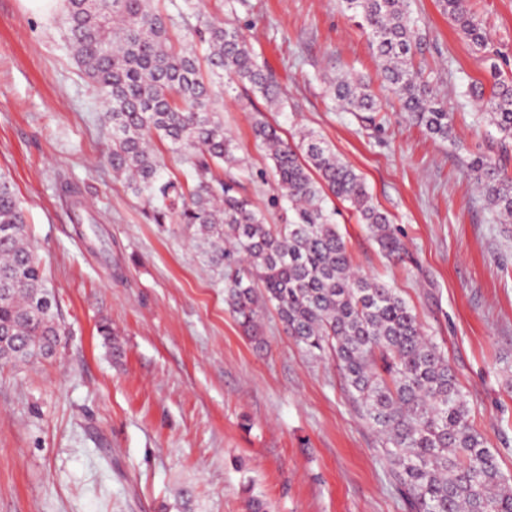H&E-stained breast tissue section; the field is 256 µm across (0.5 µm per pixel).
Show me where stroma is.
<instances>
[{
  "label": "stroma",
  "mask_w": 512,
  "mask_h": 512,
  "mask_svg": "<svg viewBox=\"0 0 512 512\" xmlns=\"http://www.w3.org/2000/svg\"><path fill=\"white\" fill-rule=\"evenodd\" d=\"M499 64L512 71V0H478ZM241 29L283 89L267 113L284 138L319 133L366 180L407 253L384 257L343 211L353 265L397 288L444 347L475 428L512 475V224L500 223L467 169L497 154L465 91L485 63L443 17L414 0L417 55L455 114L457 144L402 118L366 35L336 0H203ZM370 79L387 123L338 111L322 76ZM242 89L218 109L238 145L242 194L270 204L271 162L256 145ZM102 104L75 64L59 12L0 0V172L12 179L67 334L54 358L0 365V512H407L379 438L329 358L305 356L275 313L256 353L224 304V279L184 224H156L112 175ZM90 220L76 223L65 186ZM110 323L124 354L98 332Z\"/></svg>",
  "instance_id": "obj_1"
}]
</instances>
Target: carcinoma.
I'll return each mask as SVG.
<instances>
[{
  "label": "carcinoma",
  "instance_id": "1",
  "mask_svg": "<svg viewBox=\"0 0 512 512\" xmlns=\"http://www.w3.org/2000/svg\"><path fill=\"white\" fill-rule=\"evenodd\" d=\"M66 40L76 64L101 98L112 173L151 208L157 224L195 228L200 251L224 275L225 303L242 333L261 350L262 320L273 307L284 332L313 358L331 355L361 415L381 436V453L409 512H512V478L471 425L468 395L448 356L418 314L388 283L354 269L337 217L327 202L348 204L388 258L404 243L368 186L324 138L300 133L290 143L256 113L252 135L272 162L285 223L272 226L215 169L242 164L225 132L218 98L224 86L282 106L278 81L256 59L239 28L203 14L199 0H64ZM412 0H339L367 36L386 90L405 118L440 139L455 138L448 102L429 87L415 60L418 34ZM443 15L488 63L468 96L500 134L498 157L473 153L468 168L487 205L512 220V75L496 63L475 0H438ZM206 45L201 56L172 31L189 17ZM326 91L340 109L373 123L381 111L370 83L339 74ZM165 143L190 168L183 182L164 173L154 142ZM0 364L26 366L53 357L65 336L56 296L33 247L22 202L0 173Z\"/></svg>",
  "mask_w": 512,
  "mask_h": 512
}]
</instances>
